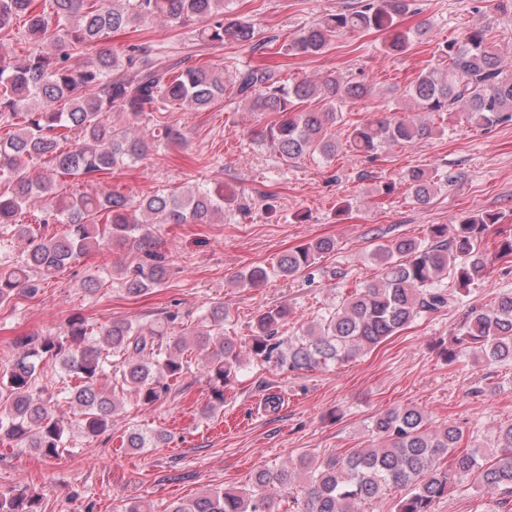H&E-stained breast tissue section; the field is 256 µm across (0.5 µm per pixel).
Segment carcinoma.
Instances as JSON below:
<instances>
[{
	"label": "carcinoma",
	"instance_id": "carcinoma-1",
	"mask_svg": "<svg viewBox=\"0 0 512 512\" xmlns=\"http://www.w3.org/2000/svg\"><path fill=\"white\" fill-rule=\"evenodd\" d=\"M34 0H0V32H10L24 19L25 37L36 47L23 57L0 53V240H21L27 250L20 261L0 267V305L17 296L35 295L39 283L68 264L107 244L131 239L144 244L145 259L125 272L127 293L139 295L167 276L165 256L151 246L145 224H206L224 213V191L157 192L133 205L129 196L112 192H59L54 176L92 182L96 176L141 159L148 148L140 123L151 112L180 107L205 111L224 101V70L211 65L171 64L167 53L130 45L119 55L101 48L86 52L112 32L137 27L149 18L182 25L195 19L203 26L197 40L222 45L235 42L255 49L251 23L224 15V0H49L50 9L35 10ZM412 0H359L301 27L288 42L298 56H318L345 34L385 35L390 53L408 51L432 28L424 19L403 29L400 19ZM444 67L422 69L403 89L401 100L417 112H393L384 119L352 122L340 134L343 107L373 96L363 81L342 78L322 83L285 82L269 68L248 65L236 71L234 95L259 115H277L256 140L286 162L318 157L330 162L339 152L373 154L387 144L415 145L445 134L446 127L420 116L440 120L459 116L476 126L512 122V72L503 70L488 26L467 29L459 38L437 45ZM123 118L117 125L111 115ZM43 160L54 175L32 176L30 162ZM403 181L413 201L427 205L448 186L450 177L435 169L412 167ZM43 204L39 225L21 216L35 200ZM500 215L477 212L448 226L430 227L428 240L397 238L377 246L375 281L355 291L322 320L288 342L278 330L291 311L283 306L260 316L248 341L226 336L224 305L209 309L202 324L188 332L176 330L171 314L149 326L114 320L99 329L75 315L68 321L66 341L51 336L22 341V351L0 374V391L8 408L0 412V432L39 454L58 457L66 448V425L56 404L42 395L39 366L46 357L60 358L65 375L74 380L69 404L82 416L88 437L101 435L118 414L120 402L107 394L101 381L107 367L122 378L121 386L146 405L168 389V381L182 376L188 346L207 352L205 369L214 388L210 413L224 404L222 387L236 378L244 362H260L290 371L324 368L348 362L407 329L415 321L444 309L459 307L462 315L440 356L448 363L467 351L486 362H512V291L491 302L468 301L471 286L495 264L512 263V229H500L487 239ZM65 224L62 235L47 237L45 224ZM336 248L325 237L281 254L272 269L255 266L239 276L252 287L273 271L293 277ZM452 280L453 287L443 284ZM370 431L374 444L355 448L320 462L304 458L298 466L260 468L252 488L215 489L172 503L167 512H274L267 489L290 493L305 475L301 497L292 498L294 512H358V505L377 503L395 493L393 512H434L449 488L464 480L476 481L486 492L512 498V423L497 431L494 451L477 444L459 449L463 429L455 424L433 428L423 411L413 407L390 409L377 416ZM161 433L134 430L123 445L132 450L156 446ZM35 496L18 493L0 498V512H39Z\"/></svg>",
	"mask_w": 512,
	"mask_h": 512
}]
</instances>
